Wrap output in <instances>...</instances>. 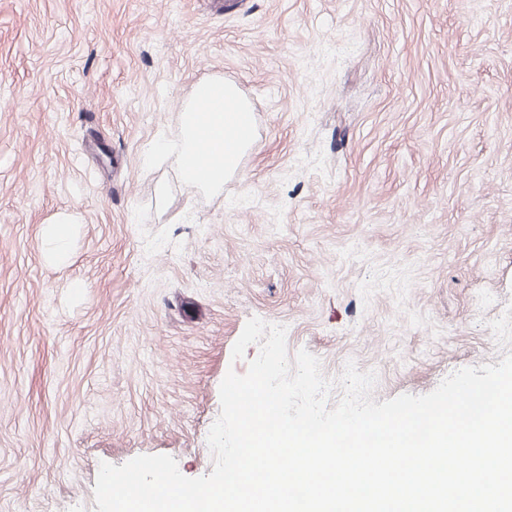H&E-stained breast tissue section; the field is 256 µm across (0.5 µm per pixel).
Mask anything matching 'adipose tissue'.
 Returning <instances> with one entry per match:
<instances>
[{
    "label": "adipose tissue",
    "mask_w": 512,
    "mask_h": 512,
    "mask_svg": "<svg viewBox=\"0 0 512 512\" xmlns=\"http://www.w3.org/2000/svg\"><path fill=\"white\" fill-rule=\"evenodd\" d=\"M211 88L208 81L193 87L190 102L180 114L178 140L156 149L158 159L174 158L184 184L191 189L222 187L226 178L238 172L251 145L247 133L252 113L234 83H222L221 106L209 112L195 111V101L207 96Z\"/></svg>",
    "instance_id": "1"
}]
</instances>
